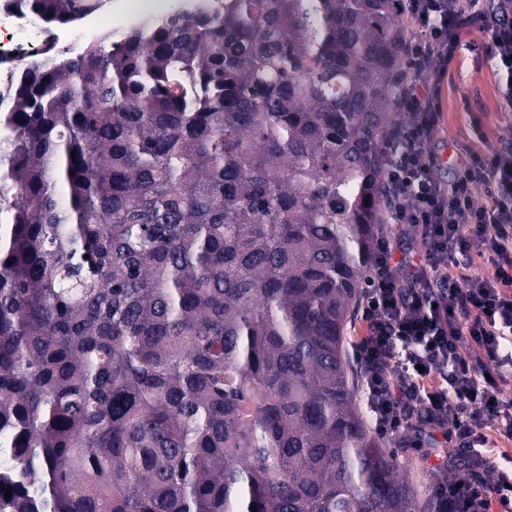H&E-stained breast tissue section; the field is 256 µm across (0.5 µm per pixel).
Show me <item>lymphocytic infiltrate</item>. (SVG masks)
Segmentation results:
<instances>
[{"mask_svg":"<svg viewBox=\"0 0 512 512\" xmlns=\"http://www.w3.org/2000/svg\"><path fill=\"white\" fill-rule=\"evenodd\" d=\"M479 0H411L407 76L397 108L405 115L391 150L388 180L397 204L389 223L414 230L421 253L376 246L377 272L363 297L359 358L367 407L381 435L413 425L439 432L443 447L483 443L486 421L512 438V377L489 371L512 328V147L466 153L456 178L442 183L429 151L438 104L432 77L461 46L465 23L482 22L483 49L512 78V14ZM489 185L476 203L473 185ZM481 243L489 273L453 271ZM477 456L470 476L439 484L444 512H512V479L486 484Z\"/></svg>","mask_w":512,"mask_h":512,"instance_id":"lymphocytic-infiltrate-1","label":"lymphocytic infiltrate"}]
</instances>
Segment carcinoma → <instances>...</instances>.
I'll use <instances>...</instances> for the list:
<instances>
[{
  "label": "carcinoma",
  "instance_id": "cac0c4a2",
  "mask_svg": "<svg viewBox=\"0 0 512 512\" xmlns=\"http://www.w3.org/2000/svg\"><path fill=\"white\" fill-rule=\"evenodd\" d=\"M9 5L61 26L96 0ZM405 18L200 4L0 92V512H441L366 429L344 350Z\"/></svg>",
  "mask_w": 512,
  "mask_h": 512
}]
</instances>
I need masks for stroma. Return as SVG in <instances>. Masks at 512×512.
<instances>
[{
	"label": "stroma",
	"mask_w": 512,
	"mask_h": 512,
	"mask_svg": "<svg viewBox=\"0 0 512 512\" xmlns=\"http://www.w3.org/2000/svg\"><path fill=\"white\" fill-rule=\"evenodd\" d=\"M483 38L481 29H470L456 59L433 78L441 112L430 150L446 181L458 171L459 151L486 153L512 136V111L502 105L507 76L483 52ZM380 443L393 451L399 476L421 493L439 481L470 472L474 462L472 450L447 451L426 430L417 436L384 437Z\"/></svg>",
	"instance_id": "35a3bbf8"
}]
</instances>
